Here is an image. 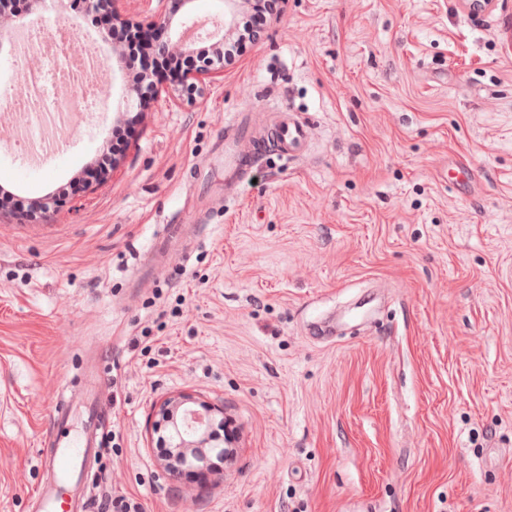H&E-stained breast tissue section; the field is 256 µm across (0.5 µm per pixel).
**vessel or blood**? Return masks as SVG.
<instances>
[{
    "label": "vessel or blood",
    "mask_w": 512,
    "mask_h": 512,
    "mask_svg": "<svg viewBox=\"0 0 512 512\" xmlns=\"http://www.w3.org/2000/svg\"><path fill=\"white\" fill-rule=\"evenodd\" d=\"M235 137L224 141V180L227 185L242 181L246 159L239 148L238 131L244 130L243 116L231 121ZM309 140V128L303 122L288 118L276 128V144L288 156L299 154ZM73 409L66 396H59L49 420L41 462L48 477L40 484L34 498L42 512H81L84 502L79 491L80 473L91 451L101 446L108 434L112 412L98 402L87 403L82 410L83 430L79 438H72L68 419Z\"/></svg>",
    "instance_id": "obj_1"
}]
</instances>
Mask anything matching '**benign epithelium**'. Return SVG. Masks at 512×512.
<instances>
[{
    "instance_id": "7a95c632",
    "label": "benign epithelium",
    "mask_w": 512,
    "mask_h": 512,
    "mask_svg": "<svg viewBox=\"0 0 512 512\" xmlns=\"http://www.w3.org/2000/svg\"><path fill=\"white\" fill-rule=\"evenodd\" d=\"M239 7L240 0H224V21L217 23L214 30L204 31L202 25L195 22L190 26L183 21L176 23L166 14L159 16L154 27L171 32L173 36L155 45L154 50L165 56L186 55L194 52L198 42L213 40L217 45L222 44L234 29ZM221 68L222 61H211L186 74H175L173 84L183 90L190 85L195 94L201 96L211 71ZM145 87L158 90L151 82L145 86L131 85L126 89L127 104H144ZM221 414L222 411L211 404L190 395L168 397L157 404L154 408V426L165 425L170 434V448L160 459V465L171 474L188 473L200 482L207 481L212 471L211 456L226 461L231 459L230 449L215 442L212 429L215 419Z\"/></svg>"
}]
</instances>
